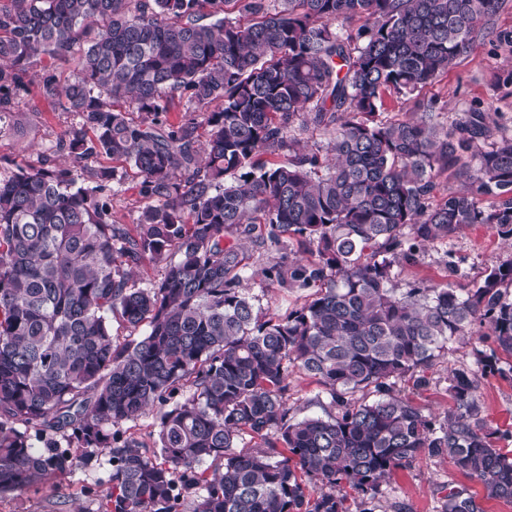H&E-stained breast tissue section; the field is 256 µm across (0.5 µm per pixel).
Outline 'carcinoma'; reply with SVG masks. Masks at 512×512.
<instances>
[{
	"label": "carcinoma",
	"mask_w": 512,
	"mask_h": 512,
	"mask_svg": "<svg viewBox=\"0 0 512 512\" xmlns=\"http://www.w3.org/2000/svg\"><path fill=\"white\" fill-rule=\"evenodd\" d=\"M250 15L201 24L200 6ZM504 0H11L0 5V112L28 86L30 58L64 61L92 26L75 79L41 95L80 115L57 141L142 177L136 233L64 170L0 177V494L111 455L107 512H347L336 488L371 497L419 458L449 459L486 498L512 502V456L481 417L480 380L512 355V259L469 290L399 293L393 269L473 224L512 242V134L484 112L444 127L417 98L484 37ZM359 21L356 34L346 22ZM215 105L203 142L168 124L175 96ZM123 102L156 122L135 123ZM328 134L324 150L294 125ZM288 150L286 164L262 155ZM461 187L434 202L437 178ZM233 182L224 184L226 177ZM486 197L492 198L484 205ZM302 238L312 259L264 270L312 288L285 316L242 287L230 236ZM175 253L138 286L131 269ZM143 333L112 337V314ZM495 348L448 372L452 411L428 418L395 394L419 388L475 323ZM317 378L327 417H289L288 377ZM182 399L171 402L176 393ZM158 408L157 450L120 425ZM259 441L247 449L245 438ZM321 485L312 496L310 484ZM441 512H482L449 489Z\"/></svg>",
	"instance_id": "cac0c4a2"
}]
</instances>
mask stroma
Instances as JSON below:
<instances>
[{
  "mask_svg": "<svg viewBox=\"0 0 512 512\" xmlns=\"http://www.w3.org/2000/svg\"><path fill=\"white\" fill-rule=\"evenodd\" d=\"M78 68L79 59L75 56L66 62L42 53L32 58V81L27 91L16 97L11 111L0 123V175L10 174L19 164L67 169L78 185L88 187L92 184L88 170H111L114 176L102 198L109 204L113 223L135 231L148 199L131 166L123 160L98 155L82 168L74 164L68 152L55 148L60 134L79 126L81 119L44 99L37 81L50 71L62 86L73 80ZM420 96L433 101L435 120L448 123L467 111L494 112L500 124L512 132V0H504L489 34L478 48L460 57ZM241 246L249 270L255 273L248 286L263 306L283 315L308 299L309 289L282 288L263 275L264 269L271 266H285L307 258L299 238L285 239L276 246L245 238ZM509 259L512 248L486 225L475 224L446 244L422 249L416 265L395 269L392 285L404 290L423 282L442 285L450 281L459 288H473L487 269ZM487 332V327L474 325L467 336L449 345L447 356L434 367L428 386L416 389L410 382L402 381L398 384L401 394L426 416L452 410L448 371L453 366L473 363L477 352L487 350L488 345L482 340ZM499 367L498 374L482 379L479 398L487 427L499 436L498 448L511 455L512 356L501 355ZM288 382L292 417L323 415V388L314 378L295 372ZM111 470L109 454H102L90 467L75 469L23 492L0 495V512H104L112 490ZM446 485L467 490L479 501L483 512H512V503L485 498L482 485L462 474L447 459H418L411 467L398 470L372 500L348 487L342 488L341 493L350 512H393L397 504L404 506L405 512H436Z\"/></svg>",
  "mask_w": 512,
  "mask_h": 512,
  "instance_id": "stroma-1",
  "label": "stroma"
}]
</instances>
